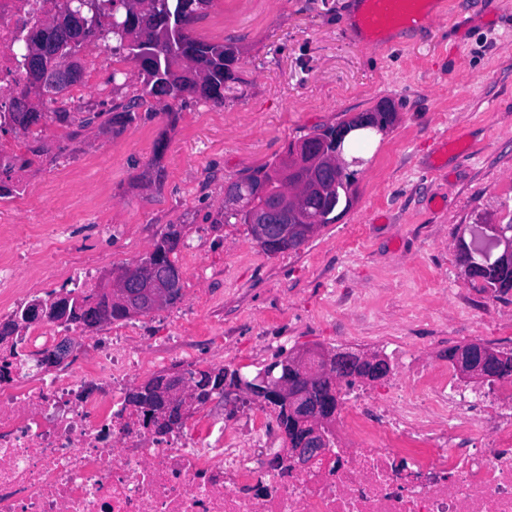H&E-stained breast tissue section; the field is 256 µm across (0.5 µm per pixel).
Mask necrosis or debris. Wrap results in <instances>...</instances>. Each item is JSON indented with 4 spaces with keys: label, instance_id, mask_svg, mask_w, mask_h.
<instances>
[{
    "label": "necrosis or debris",
    "instance_id": "obj_1",
    "mask_svg": "<svg viewBox=\"0 0 512 512\" xmlns=\"http://www.w3.org/2000/svg\"><path fill=\"white\" fill-rule=\"evenodd\" d=\"M59 0H0V116L16 111L25 70L12 51ZM62 230L25 235L0 255V299L29 300L17 269L62 258ZM78 367L48 370L60 341ZM150 359L121 332L33 325L0 344V512H512V380L465 393L446 364L395 378L386 394L342 386L344 413L323 467L277 455L274 423L238 427L198 410L158 434L127 404Z\"/></svg>",
    "mask_w": 512,
    "mask_h": 512
}]
</instances>
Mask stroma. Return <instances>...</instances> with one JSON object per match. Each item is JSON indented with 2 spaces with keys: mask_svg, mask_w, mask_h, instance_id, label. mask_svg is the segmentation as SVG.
Masks as SVG:
<instances>
[{
  "mask_svg": "<svg viewBox=\"0 0 512 512\" xmlns=\"http://www.w3.org/2000/svg\"><path fill=\"white\" fill-rule=\"evenodd\" d=\"M355 2L214 0L192 32L239 49V84L223 105L188 98L119 134L112 62L87 43L79 103L97 120L75 134L47 121L26 200L0 204V225L62 227L72 263L45 278L32 257L21 286L87 266L104 277L181 224V301L120 323L156 354L176 336L197 369L251 379L297 350L355 347L385 355L396 378L398 338L424 364L469 343L512 349V293L466 279L459 248L512 221V0H439L432 22L393 29L379 48L350 33ZM382 100L398 119L362 150L352 206L299 250L269 256L246 225L215 223L226 181Z\"/></svg>",
  "mask_w": 512,
  "mask_h": 512,
  "instance_id": "stroma-1",
  "label": "stroma"
}]
</instances>
